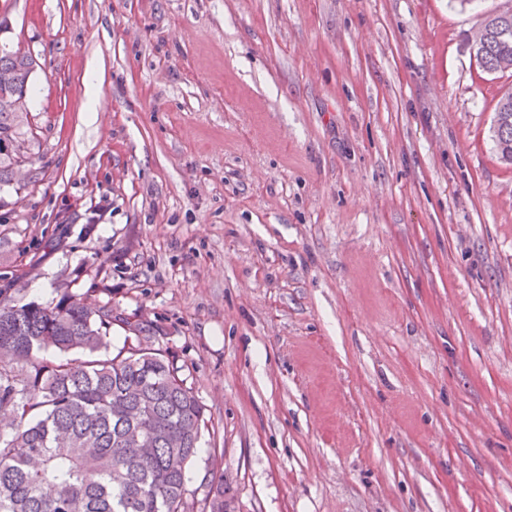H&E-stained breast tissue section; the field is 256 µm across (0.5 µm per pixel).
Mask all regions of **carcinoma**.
Listing matches in <instances>:
<instances>
[{
	"mask_svg": "<svg viewBox=\"0 0 512 512\" xmlns=\"http://www.w3.org/2000/svg\"><path fill=\"white\" fill-rule=\"evenodd\" d=\"M477 55L489 74L512 66V14L488 17ZM31 56L0 48V183L17 163L14 100L29 92ZM495 147L512 161V91L496 106ZM112 304L89 308L64 292L54 305H18L0 287V512H224V479L188 500L187 469L201 449L206 408L163 348L112 353ZM79 352L81 358L69 354Z\"/></svg>",
	"mask_w": 512,
	"mask_h": 512,
	"instance_id": "obj_1",
	"label": "carcinoma"
}]
</instances>
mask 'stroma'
<instances>
[{"label": "stroma", "mask_w": 512, "mask_h": 512, "mask_svg": "<svg viewBox=\"0 0 512 512\" xmlns=\"http://www.w3.org/2000/svg\"><path fill=\"white\" fill-rule=\"evenodd\" d=\"M507 6L0 0L34 60L0 273L111 304L113 348L151 324L206 407L192 495L512 512V75L469 50ZM505 111V112H503ZM493 137L495 147L501 157L512 161V91L504 93L499 99L495 110ZM497 116L499 119L496 120Z\"/></svg>", "instance_id": "stroma-1"}]
</instances>
